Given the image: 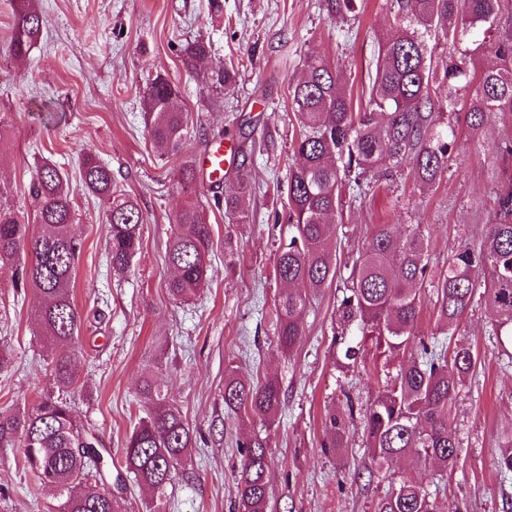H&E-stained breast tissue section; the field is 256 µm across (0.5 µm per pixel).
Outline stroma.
Wrapping results in <instances>:
<instances>
[{"mask_svg":"<svg viewBox=\"0 0 512 512\" xmlns=\"http://www.w3.org/2000/svg\"><path fill=\"white\" fill-rule=\"evenodd\" d=\"M210 2L40 0L43 39L18 60L7 43L15 0H0V185L11 203L32 211L28 186L36 158H51L74 177L80 156L90 152L145 217L131 269L113 273L104 208L77 194L74 229L84 246L74 303L92 322L75 345L45 343L34 319L41 298L13 288L10 268H0V348L11 354L0 370V415L32 412L48 396L66 401L77 422L118 459L144 414L141 382L157 380L195 436L192 461L158 495L127 479L119 512H146L156 496L163 512H237L236 443L256 434L272 446L274 512H375L406 478L425 487L442 512H512V480L502 481L497 467L501 434L512 427V361L480 299L455 331L476 365L452 406L461 448L453 469L403 459L372 466L358 417L349 423L345 448L333 455L321 448L327 408L350 399L363 407L378 391L374 359L342 367L333 344L350 262L377 224L420 225L438 269L461 244L479 243L494 191L512 175L492 153L494 142L512 139V117L494 118L476 139L460 132L458 152L433 188L417 186L406 163L366 196L345 197L333 245L336 279L312 294L300 343L281 351L274 336L282 289L274 277L275 249L283 229L276 184L295 160L289 91L307 58L319 57L360 93L380 39L392 32L397 3L356 0L353 13L333 20L321 0H222L218 13ZM197 37L210 41L213 61L237 71L223 106L210 104L181 62V46ZM160 72L179 88L188 114L191 144L182 158L159 155L145 128L143 95ZM245 121L262 140L244 165L255 187L250 220L228 223L214 206L232 182L216 187L200 180L198 200L211 223L209 278L192 299L173 300L165 255L173 216L187 201L179 184L183 160H199L219 139L239 143ZM66 354L76 376L70 386L57 384L53 373L56 358ZM232 369L254 382L280 383L284 406L274 424L225 408L224 376ZM62 509L55 489L24 470L18 443H1L0 512Z\"/></svg>","mask_w":512,"mask_h":512,"instance_id":"1","label":"stroma"}]
</instances>
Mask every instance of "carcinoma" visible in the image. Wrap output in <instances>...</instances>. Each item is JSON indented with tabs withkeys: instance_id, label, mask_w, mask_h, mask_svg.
<instances>
[{
	"instance_id": "1",
	"label": "carcinoma",
	"mask_w": 512,
	"mask_h": 512,
	"mask_svg": "<svg viewBox=\"0 0 512 512\" xmlns=\"http://www.w3.org/2000/svg\"><path fill=\"white\" fill-rule=\"evenodd\" d=\"M334 18L353 11L355 0H323ZM512 0H399L397 30L379 41L368 89L360 104L336 72L321 59L310 57L301 77L291 86V105L299 133L294 142L295 165L280 185L286 197L288 235L277 247L275 277L291 288L279 293L275 331L283 351L293 350L303 336V317L309 294L332 285L337 271L332 244L333 215H343V196L362 194L390 168L412 161L421 186L432 187L457 151L455 123L462 120L475 136L489 118L512 115ZM45 19L37 0H17L9 51L22 57L40 42ZM496 41L478 40L490 31ZM475 37L472 54L481 55L479 69L469 66L467 54L433 60L429 41L442 37L458 41ZM181 61L208 92L214 105L224 104V91L236 82V72L222 64L200 68L211 53L210 42L197 38L182 45ZM469 92L464 113L442 91ZM178 87L157 74L144 92L147 132L162 155H178L190 140L187 113L177 104ZM452 111L455 121L441 125V112ZM201 171L186 161L181 175L185 191L197 190ZM78 182L84 192L101 200L107 224L112 270L125 272L136 256L144 227L137 201L114 184L112 169L92 153L82 155ZM253 187L246 173L237 175L236 188L224 194V216L235 224L249 222L247 200ZM33 216L1 200L0 263L14 267L16 288L30 289L46 299L35 312L42 336L52 345H70L79 338L85 318L72 298L74 271L83 248L75 235L74 190L67 173L45 159L36 167L28 187ZM40 225L29 234L28 224ZM174 233L166 262L175 270L169 295L179 301L193 297L208 279L209 219L188 201L175 215ZM436 288V307L443 335L454 334L475 294H480L495 318V335L512 339V179L502 182L493 200L480 248L460 246L447 269L432 271L428 243L420 225L404 229L378 224L353 260L350 284L342 291L338 312L341 332L334 341L342 364L355 366L366 355H405L393 377H377L379 391L363 410V427L371 460L377 465L411 457L443 468L458 461L459 445L451 424V408L459 385L473 370L475 358L465 345L448 350L446 341L419 330V287ZM56 381L74 383L71 362H55ZM146 416L123 448L122 467L143 486L162 488L173 471L187 461L195 440L179 409L161 387L144 380L141 389ZM224 405L232 412L251 413L269 424L278 417L281 389L273 379L253 383L235 371L224 377ZM354 404L330 408L324 424L327 452L345 447L347 421ZM19 437L24 466L41 485L57 488L63 512H117L121 478H112V464L100 452L97 439L86 434L66 403L50 397L30 413L0 416V441ZM237 512H274L268 495L271 448L266 439L250 437L238 444ZM497 465L512 474V429L504 432ZM92 476L99 489L82 487ZM377 512H438L422 485L405 480L377 504Z\"/></svg>"
}]
</instances>
